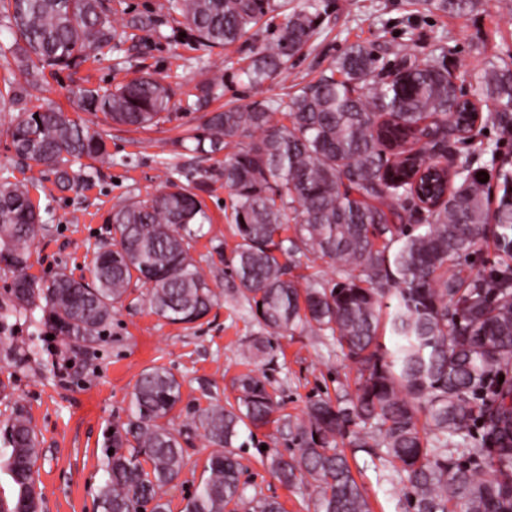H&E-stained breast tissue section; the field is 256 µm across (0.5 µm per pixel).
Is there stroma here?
Instances as JSON below:
<instances>
[{
	"instance_id": "obj_1",
	"label": "stroma",
	"mask_w": 512,
	"mask_h": 512,
	"mask_svg": "<svg viewBox=\"0 0 512 512\" xmlns=\"http://www.w3.org/2000/svg\"><path fill=\"white\" fill-rule=\"evenodd\" d=\"M335 3L319 37L288 73L259 89L244 84L235 67L249 55V46L228 48L227 60L221 63L185 39H172L169 22L148 39L104 48L98 61L87 62L76 72L48 77L34 91L31 106L59 104L107 135L111 165L95 171L82 169L77 162L72 165L85 179L83 188L59 190L53 175L22 164L0 133V167L8 168L15 179L31 181L30 195L39 202L47 226L36 238L30 259V275L41 280L60 272L76 278L86 275L93 251L111 240L106 219L113 208L168 180L192 191L206 174L211 184L203 196L210 221L192 249L217 294L207 317L194 324L168 323L151 311L147 290L137 283L127 299L116 304L103 340L95 343L49 336L27 313L12 318L11 333L0 342V421L22 413L39 435L42 456L36 479L42 512H99L95 488L102 476L104 441L113 423L126 421L130 393L144 368L169 369L182 384V402L171 425L181 434L189 463L180 478L162 490L171 512H181L210 453L195 428V415L215 400L233 397L239 375L256 367L264 370L283 413L294 423L303 418L311 399L336 396L353 381L351 362L329 337L308 329L273 338L270 355L261 363L250 358L247 347L263 332L249 305L232 295L237 280L228 261L236 239L226 219L233 199L219 176L224 157L188 154L175 160L170 155L172 140L196 127L199 113L180 109L171 122L135 131L110 125L102 115L80 112L69 93L76 85L116 86L133 77L137 63L170 76L185 93L202 78L219 77L223 102L243 106L310 81L354 43L370 44L381 52L408 45L419 58L445 63L460 77L481 69L493 57L512 54V0H489L463 18L415 12L411 0ZM442 41L450 48L444 57L437 51ZM33 336L38 339L34 346L29 343ZM238 442L246 499L274 498L284 512H314L312 487H284L262 463L266 452H290L292 436L282 424L242 430ZM350 464L373 512H404L402 486L391 467L370 464L361 452Z\"/></svg>"
}]
</instances>
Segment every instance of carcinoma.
Wrapping results in <instances>:
<instances>
[{"mask_svg":"<svg viewBox=\"0 0 512 512\" xmlns=\"http://www.w3.org/2000/svg\"><path fill=\"white\" fill-rule=\"evenodd\" d=\"M428 12L463 17L483 0H414ZM121 0H0L5 74L0 105L16 110L5 134L29 168L71 189L72 163L112 162L103 135L55 105L27 107L46 70L76 71L94 50L157 31L163 15L183 19L189 38L220 55L252 44L240 80L260 87L320 32L332 0H165L159 10L112 24ZM282 18L278 36L259 40L265 18ZM471 97L444 65L401 50L392 61L363 43L332 58L319 76L273 99L206 111L223 94L204 79L187 94L204 111L172 143L215 155L234 196L238 238L231 258L235 295L269 336L308 327L329 334L357 369L354 393L310 403L291 434L297 447L266 456L288 487L315 488L316 512H372L345 454V439L390 466L403 483L405 512H512V155L486 137L512 133V56L468 75ZM85 112L120 126L157 127L182 105L178 84L143 72L113 88L71 89ZM494 109L475 124L476 104ZM495 171L496 206L478 172ZM202 181L189 192L168 180L109 214L112 242L98 247L90 279L59 273L46 281L25 270L45 230L27 184L0 176V262L16 272L18 310L40 309L50 331L94 342L132 280L148 286L153 312L171 324L203 319L216 301L191 249L208 220ZM499 251L475 274L461 261L488 239ZM327 258L341 280H299L300 258ZM182 384L163 367L143 370L128 421L106 436L100 512H169L163 487L188 465L170 416ZM234 401L195 420L212 451L182 512H238L241 464L232 450L241 428L268 424L280 403L267 376L249 371ZM40 457L31 422L18 414L0 429V512H39L33 468Z\"/></svg>","mask_w":512,"mask_h":512,"instance_id":"cac0c4a2","label":"carcinoma"}]
</instances>
